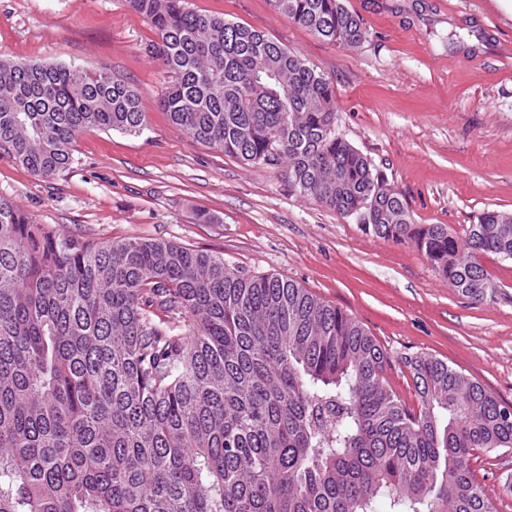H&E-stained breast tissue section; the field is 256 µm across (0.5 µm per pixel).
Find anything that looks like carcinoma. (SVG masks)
Segmentation results:
<instances>
[{"mask_svg":"<svg viewBox=\"0 0 512 512\" xmlns=\"http://www.w3.org/2000/svg\"><path fill=\"white\" fill-rule=\"evenodd\" d=\"M128 2L190 139L495 300L479 256L512 259V213L485 210L462 237L414 223L299 53L186 0ZM271 2L338 48L365 39L344 0ZM108 73L1 58L0 150L50 178L84 131L143 130L140 92ZM390 362L293 281L169 240L63 233L0 198V512H498L472 460L512 448V407L426 355L404 357L410 407Z\"/></svg>","mask_w":512,"mask_h":512,"instance_id":"carcinoma-1","label":"carcinoma"}]
</instances>
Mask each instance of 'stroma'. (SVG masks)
<instances>
[{
	"label": "stroma",
	"instance_id": "stroma-1",
	"mask_svg": "<svg viewBox=\"0 0 512 512\" xmlns=\"http://www.w3.org/2000/svg\"><path fill=\"white\" fill-rule=\"evenodd\" d=\"M363 20L342 49L270 0H187L299 52L336 88V131L383 171L418 224L462 231L482 211H512V0H345ZM157 36L127 0H0V58L105 65L141 92L142 133L89 130L70 166L42 179L0 150V197L35 223L102 238L165 239L222 256L247 274L307 288L357 320L391 356L385 377L407 404L402 359L431 354L512 403V260L480 258L499 290L477 305L413 246L289 192L281 174L197 143L160 100L169 80ZM215 216L204 223L202 214ZM472 466L512 512V449Z\"/></svg>",
	"mask_w": 512,
	"mask_h": 512
}]
</instances>
